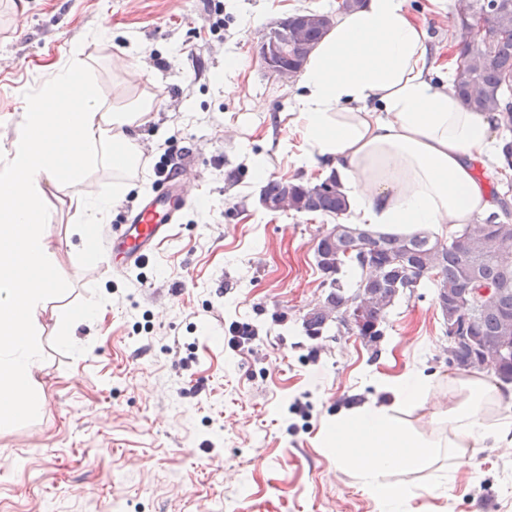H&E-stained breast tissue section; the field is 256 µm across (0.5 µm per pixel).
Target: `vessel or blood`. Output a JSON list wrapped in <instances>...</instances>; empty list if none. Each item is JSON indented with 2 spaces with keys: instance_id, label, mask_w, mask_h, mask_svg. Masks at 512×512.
<instances>
[{
  "instance_id": "obj_1",
  "label": "vessel or blood",
  "mask_w": 512,
  "mask_h": 512,
  "mask_svg": "<svg viewBox=\"0 0 512 512\" xmlns=\"http://www.w3.org/2000/svg\"><path fill=\"white\" fill-rule=\"evenodd\" d=\"M186 201L175 180H167L153 194L143 198L125 216V224L112 238V250L122 264H142L178 223Z\"/></svg>"
}]
</instances>
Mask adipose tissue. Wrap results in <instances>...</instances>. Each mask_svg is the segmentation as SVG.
Returning <instances> with one entry per match:
<instances>
[{"mask_svg":"<svg viewBox=\"0 0 512 512\" xmlns=\"http://www.w3.org/2000/svg\"><path fill=\"white\" fill-rule=\"evenodd\" d=\"M427 28L404 0H367L339 15L302 70L292 120L303 137L297 166L339 174L353 223L400 236L425 229L447 234L489 215L493 204L469 162L497 151L492 117L467 109L451 84H435ZM152 109L147 99L109 109L86 76L82 44H74L16 123L0 162V430L12 429L37 405L42 366L39 316L63 285L47 227L48 188L69 189L78 216L79 251L100 254L97 228L114 195L88 189L90 167L119 171L135 163L134 129ZM390 390V404L355 407L322 430L320 442L349 468L381 512H402L410 497L397 473L445 458L472 468V450L512 445L506 395L490 375L452 377L447 395L409 371ZM432 399V429L417 436L403 415Z\"/></svg>","mask_w":512,"mask_h":512,"instance_id":"ef3b65f1","label":"adipose tissue"}]
</instances>
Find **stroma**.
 I'll return each mask as SVG.
<instances>
[{"instance_id": "stroma-1", "label": "stroma", "mask_w": 512, "mask_h": 512, "mask_svg": "<svg viewBox=\"0 0 512 512\" xmlns=\"http://www.w3.org/2000/svg\"><path fill=\"white\" fill-rule=\"evenodd\" d=\"M338 0H0V162L28 97L82 43L105 106L141 94L154 101L135 135L145 160L122 175L102 166L92 185L120 188L99 227L101 257L83 260L67 191L49 190L48 241L65 292L42 313L38 407L0 431V512H380L376 501L322 448L336 415L387 405L386 386L411 368L447 387L457 370L427 284L388 310L383 335L357 336L342 319L307 335L303 317L328 288L314 257L331 224L318 213L261 208L267 176L316 182L283 143L297 83L263 66L267 24ZM458 0H405L431 35L436 83L459 46ZM241 67L225 94L224 57ZM190 169L194 194L136 282L117 269L109 232L158 187L151 159ZM101 310L59 341V321L87 300ZM233 324L251 326V347L230 349ZM479 479L447 461L402 475L406 512H512V447L476 451ZM453 476L454 495L440 482Z\"/></svg>"}]
</instances>
